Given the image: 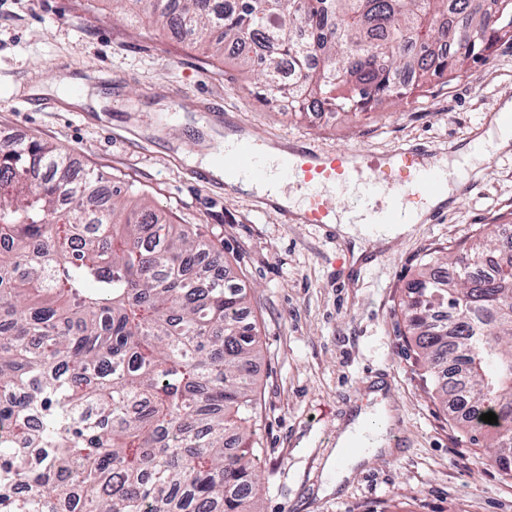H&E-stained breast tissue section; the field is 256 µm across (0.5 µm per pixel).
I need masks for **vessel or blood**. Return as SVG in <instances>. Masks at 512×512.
<instances>
[{
  "label": "vessel or blood",
  "instance_id": "vessel-or-blood-1",
  "mask_svg": "<svg viewBox=\"0 0 512 512\" xmlns=\"http://www.w3.org/2000/svg\"><path fill=\"white\" fill-rule=\"evenodd\" d=\"M222 162L224 174L230 178L246 173L263 180L270 175L261 153L248 141L242 142L235 154L224 156ZM364 167L366 158L361 152H319L302 142L290 149L277 174L298 180L306 187L309 203L300 221L316 226L326 237L333 234L335 216L328 190L357 185L360 207L370 210L374 224L382 227L395 223L422 204L427 194L439 189L438 177L424 164L423 149L418 145L400 149L389 161L371 167L372 177L366 181L359 178Z\"/></svg>",
  "mask_w": 512,
  "mask_h": 512
}]
</instances>
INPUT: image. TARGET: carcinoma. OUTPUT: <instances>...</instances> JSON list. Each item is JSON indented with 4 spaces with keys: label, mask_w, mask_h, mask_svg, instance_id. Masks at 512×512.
Returning a JSON list of instances; mask_svg holds the SVG:
<instances>
[{
    "label": "carcinoma",
    "mask_w": 512,
    "mask_h": 512,
    "mask_svg": "<svg viewBox=\"0 0 512 512\" xmlns=\"http://www.w3.org/2000/svg\"><path fill=\"white\" fill-rule=\"evenodd\" d=\"M112 3L214 58L263 46L237 60L295 112H367L512 41V0ZM103 183L0 140V512H253L247 289L200 229ZM402 308L431 397L512 477V240L429 253Z\"/></svg>",
    "instance_id": "cac0c4a2"
}]
</instances>
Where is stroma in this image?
<instances>
[{"label": "stroma", "instance_id": "1", "mask_svg": "<svg viewBox=\"0 0 512 512\" xmlns=\"http://www.w3.org/2000/svg\"><path fill=\"white\" fill-rule=\"evenodd\" d=\"M67 75L83 81L79 103L58 92ZM508 87L512 41L503 40L488 61L468 63L425 97L294 116L259 102L232 54L218 60L187 38L114 21L110 0H0V139L54 143L108 186H133L171 223L205 231L247 288L262 349L258 512H512V479L430 398L401 311L429 250L479 232L512 239V152L494 155L441 223L416 225L363 267L351 243L259 212L255 194L215 178L198 183L203 161L243 131L284 148L306 140L373 159L420 142L445 159L449 144L465 147L486 128ZM378 385L393 401L398 448L325 491L336 435L352 413L375 406Z\"/></svg>", "mask_w": 512, "mask_h": 512}]
</instances>
